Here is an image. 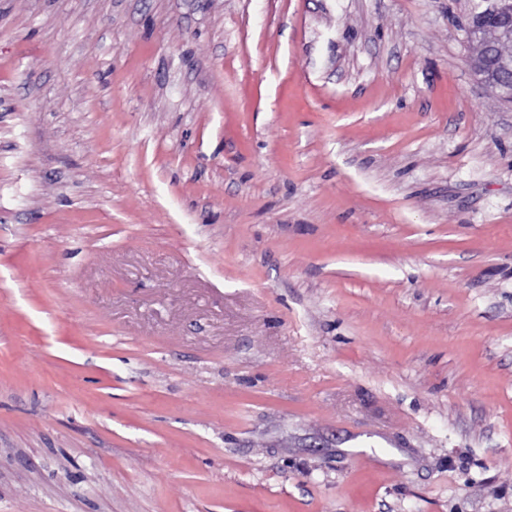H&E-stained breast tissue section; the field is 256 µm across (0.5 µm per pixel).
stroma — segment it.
Masks as SVG:
<instances>
[{"instance_id":"35a3bbf8","label":"stroma","mask_w":512,"mask_h":512,"mask_svg":"<svg viewBox=\"0 0 512 512\" xmlns=\"http://www.w3.org/2000/svg\"><path fill=\"white\" fill-rule=\"evenodd\" d=\"M468 10L0 0V512H512Z\"/></svg>"}]
</instances>
